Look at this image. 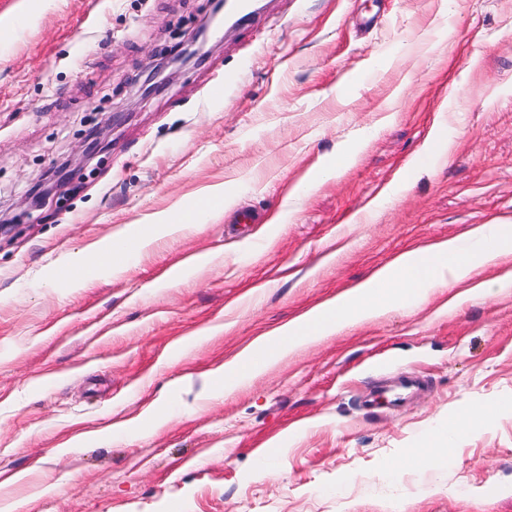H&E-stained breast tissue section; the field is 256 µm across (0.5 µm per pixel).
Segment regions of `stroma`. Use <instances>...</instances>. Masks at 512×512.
<instances>
[{
  "label": "stroma",
  "instance_id": "obj_1",
  "mask_svg": "<svg viewBox=\"0 0 512 512\" xmlns=\"http://www.w3.org/2000/svg\"><path fill=\"white\" fill-rule=\"evenodd\" d=\"M209 13L0 0V512H512V259L202 379L406 250L512 225V0H258L143 94ZM314 166L342 172L304 189ZM166 211L186 228L99 257ZM468 410L451 458L401 466Z\"/></svg>",
  "mask_w": 512,
  "mask_h": 512
}]
</instances>
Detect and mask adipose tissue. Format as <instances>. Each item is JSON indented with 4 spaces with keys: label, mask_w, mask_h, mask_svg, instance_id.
Here are the masks:
<instances>
[{
    "label": "adipose tissue",
    "mask_w": 512,
    "mask_h": 512,
    "mask_svg": "<svg viewBox=\"0 0 512 512\" xmlns=\"http://www.w3.org/2000/svg\"><path fill=\"white\" fill-rule=\"evenodd\" d=\"M511 256V224L483 225L467 241L450 239L405 251L355 288L260 336L233 360L207 372L208 385L217 393L232 392L298 348L315 344L350 323L422 301L432 289L463 283L477 268L497 265Z\"/></svg>",
    "instance_id": "obj_1"
}]
</instances>
